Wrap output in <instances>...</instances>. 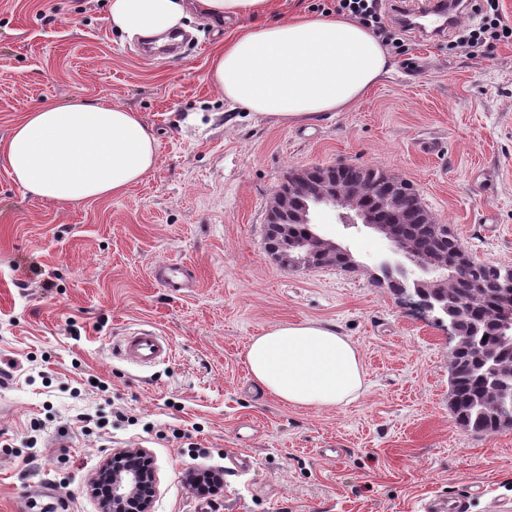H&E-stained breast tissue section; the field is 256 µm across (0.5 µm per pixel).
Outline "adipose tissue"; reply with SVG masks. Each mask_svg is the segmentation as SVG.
Wrapping results in <instances>:
<instances>
[{"label":"adipose tissue","mask_w":512,"mask_h":512,"mask_svg":"<svg viewBox=\"0 0 512 512\" xmlns=\"http://www.w3.org/2000/svg\"><path fill=\"white\" fill-rule=\"evenodd\" d=\"M208 19H249L229 31L212 80L226 101L286 123L355 104L391 67L380 38L342 14L268 21L273 0H197ZM188 0H109V26L145 40L183 30ZM157 140L137 112L111 102L43 104L0 144V161L34 196L68 204L97 200L142 182ZM249 375L291 406L331 408L354 401L365 371L358 348L315 322L277 324L250 342Z\"/></svg>","instance_id":"1"}]
</instances>
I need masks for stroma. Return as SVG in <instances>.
<instances>
[{"label": "stroma", "mask_w": 512, "mask_h": 512, "mask_svg": "<svg viewBox=\"0 0 512 512\" xmlns=\"http://www.w3.org/2000/svg\"><path fill=\"white\" fill-rule=\"evenodd\" d=\"M107 13L108 0H0V142L30 109L81 99L130 107L158 145L153 172L124 194L65 205L0 162V512L19 498L24 512H99L87 484L123 448L154 459L153 512H420L464 491L470 512L512 503V427L454 423L456 340L377 284L388 241L322 205L316 232L355 268L288 271L264 245L289 174L343 162L409 181L474 258L512 266V44L471 59L411 35L350 110L285 124L226 102L211 79L235 21L191 15L180 56H148ZM161 262L192 266V286L157 285ZM303 321L358 347L355 401L290 406L249 376L251 338ZM138 327L167 336L168 361L113 355ZM334 444L346 455L320 456ZM240 453L253 466L237 472ZM206 469L223 472L220 493L186 487Z\"/></svg>", "instance_id": "obj_1"}]
</instances>
